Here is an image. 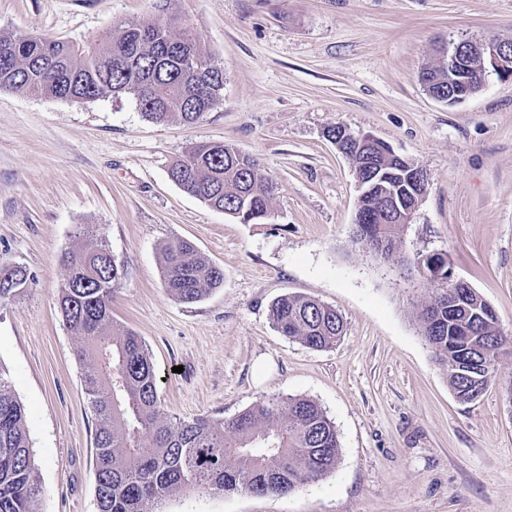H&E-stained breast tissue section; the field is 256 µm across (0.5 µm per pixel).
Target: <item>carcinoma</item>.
<instances>
[{
  "instance_id": "1",
  "label": "carcinoma",
  "mask_w": 512,
  "mask_h": 512,
  "mask_svg": "<svg viewBox=\"0 0 512 512\" xmlns=\"http://www.w3.org/2000/svg\"><path fill=\"white\" fill-rule=\"evenodd\" d=\"M166 19L150 16L113 31L106 42L69 43L39 34L0 32V89L52 99L95 100L111 95L141 96L143 115L186 125L204 113L186 93L200 81L205 65L224 66L196 42L184 44ZM354 172L364 183L356 214L363 233L353 243L365 250L376 239L396 242L401 224H391L396 208L414 203L413 169L408 158L389 151L351 148ZM191 196L241 224L275 220L276 186L259 161L224 143L191 147L169 170ZM89 242L68 253L58 306L78 339L83 384L95 417L96 512H158L156 506L186 490L211 494L248 492L285 495L336 467L340 443L336 427L314 400L272 395L228 420L181 419L161 407L155 369L143 341L114 326L112 293L124 275L104 233L83 228ZM30 276L20 266L0 268V305L11 301ZM224 274L190 241L172 238L162 247V284L173 299L193 304L221 287ZM431 300L418 307L421 335L437 361L448 368L456 392L468 386L473 363L496 374L502 355L512 350L497 326L485 320L484 300L474 290L452 291L433 279ZM274 327L303 345L325 350L344 332L336 308L304 295H284L271 307ZM44 489L37 477L25 427V409L0 370V512H39Z\"/></svg>"
}]
</instances>
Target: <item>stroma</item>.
I'll return each mask as SVG.
<instances>
[{
    "mask_svg": "<svg viewBox=\"0 0 512 512\" xmlns=\"http://www.w3.org/2000/svg\"><path fill=\"white\" fill-rule=\"evenodd\" d=\"M166 10L224 65L221 99L195 125L147 120L130 94L0 89V266L30 276L0 306V370L26 408L41 512H96L95 420L58 310L83 224L126 270L113 320L145 343L165 413L226 420L283 393L316 401L338 433L335 469L290 495L185 491L162 512H512V354L481 397L455 398L415 317L432 290L354 246L356 177L327 136L372 134L424 169L402 256L445 252L512 337V78L452 106L420 81L441 46L512 39V0H0V30L103 42ZM202 142L260 161L274 223H239L170 180ZM173 237L221 267L223 286L193 304L168 296ZM287 293L342 313L336 346L274 328Z\"/></svg>",
    "mask_w": 512,
    "mask_h": 512,
    "instance_id": "35a3bbf8",
    "label": "stroma"
}]
</instances>
